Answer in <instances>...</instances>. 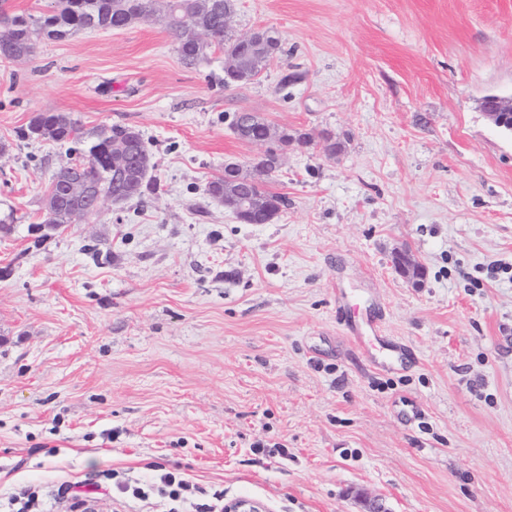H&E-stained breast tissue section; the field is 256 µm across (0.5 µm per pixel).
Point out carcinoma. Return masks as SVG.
Returning <instances> with one entry per match:
<instances>
[{"label": "carcinoma", "mask_w": 512, "mask_h": 512, "mask_svg": "<svg viewBox=\"0 0 512 512\" xmlns=\"http://www.w3.org/2000/svg\"><path fill=\"white\" fill-rule=\"evenodd\" d=\"M195 2L197 0H166L162 23L171 33H176L179 19L199 13ZM235 10V0H211L210 9L202 13V21L210 31V37L199 44L178 42L177 51L186 65H196L210 52L216 49L222 51L226 45L233 46L241 55L248 54L241 36L224 28V13ZM154 14L155 0H54L50 14L31 21L20 15L0 14V24L10 26L14 32V44L5 48L4 52L13 58L20 54L30 59L35 55L38 41L43 36L62 39L83 29L85 22L90 19L104 29L122 30ZM36 126L46 131L49 140L77 145L73 152L80 160L82 174L97 181L102 190L112 191L114 179L105 171L103 156L112 138L128 133L130 128L118 125L103 127L88 144L78 121L66 114L40 113L31 120L29 128ZM42 223H73L70 200L60 197L59 209L52 216L44 215Z\"/></svg>", "instance_id": "carcinoma-1"}]
</instances>
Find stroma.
<instances>
[{"label": "stroma", "mask_w": 512, "mask_h": 512, "mask_svg": "<svg viewBox=\"0 0 512 512\" xmlns=\"http://www.w3.org/2000/svg\"><path fill=\"white\" fill-rule=\"evenodd\" d=\"M232 25L282 38L243 86L158 21L0 51V496L176 464L258 512H512V136L480 108L512 95V0H237ZM243 110L311 136L268 224L206 192L258 152ZM42 112L139 130L158 191L43 234L71 157L28 137ZM340 290L411 357L374 368Z\"/></svg>", "instance_id": "1"}]
</instances>
